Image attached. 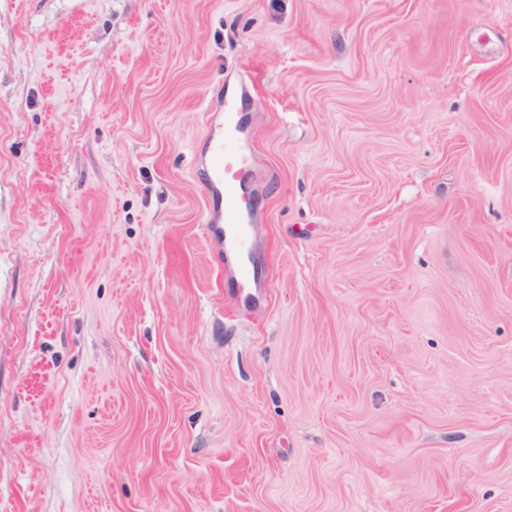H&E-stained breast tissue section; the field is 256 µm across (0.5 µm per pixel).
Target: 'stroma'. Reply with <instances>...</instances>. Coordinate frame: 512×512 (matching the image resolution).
Wrapping results in <instances>:
<instances>
[{
    "label": "stroma",
    "instance_id": "stroma-1",
    "mask_svg": "<svg viewBox=\"0 0 512 512\" xmlns=\"http://www.w3.org/2000/svg\"><path fill=\"white\" fill-rule=\"evenodd\" d=\"M0 512H512V0H0ZM234 105H224L225 134L222 128L209 134L207 146V170L204 189L208 197L214 195L224 199V213L217 221H221L230 230L225 232L223 225L212 224V228L224 235L225 255L239 257V266L227 270L235 277L238 288L242 291L260 288L254 270L251 272L247 263V239L250 235L253 207L243 192L253 168L254 157L251 146L245 137L239 135L237 123L233 118ZM220 203V208H221ZM246 253V254H245Z\"/></svg>",
    "mask_w": 512,
    "mask_h": 512
}]
</instances>
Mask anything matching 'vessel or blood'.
<instances>
[{
	"label": "vessel or blood",
	"instance_id": "1",
	"mask_svg": "<svg viewBox=\"0 0 512 512\" xmlns=\"http://www.w3.org/2000/svg\"><path fill=\"white\" fill-rule=\"evenodd\" d=\"M224 110V130L213 131L208 137L204 189L207 195H218L224 200V212L220 216L228 228L224 236V252L239 257L240 263L233 275L238 288L246 290L259 285L244 259L253 207L243 187L251 176L254 157L248 140L240 135L232 116L233 104H225Z\"/></svg>",
	"mask_w": 512,
	"mask_h": 512
}]
</instances>
